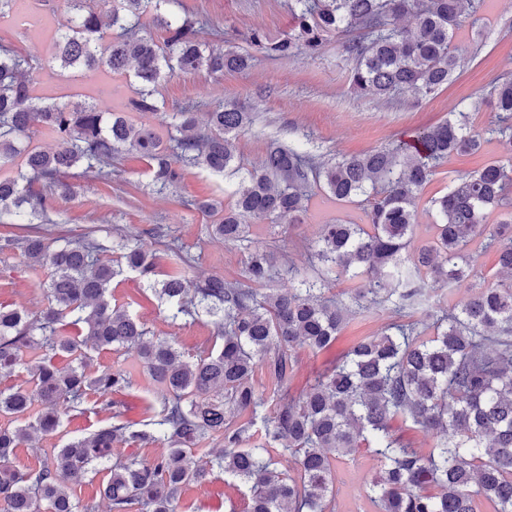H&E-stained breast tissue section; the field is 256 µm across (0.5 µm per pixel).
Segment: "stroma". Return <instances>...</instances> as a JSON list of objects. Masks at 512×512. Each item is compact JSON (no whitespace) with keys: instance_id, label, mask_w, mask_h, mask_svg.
I'll list each match as a JSON object with an SVG mask.
<instances>
[{"instance_id":"1","label":"stroma","mask_w":512,"mask_h":512,"mask_svg":"<svg viewBox=\"0 0 512 512\" xmlns=\"http://www.w3.org/2000/svg\"><path fill=\"white\" fill-rule=\"evenodd\" d=\"M60 0L38 5L29 4L26 17L19 23L0 22V42L10 43L21 54L45 59L54 52L53 30L62 19ZM476 11L468 16L458 35L467 50L468 61L456 79L436 96L414 101L396 99L386 103L361 98L350 84L352 63L336 40H328L312 58L293 61L272 60L257 56L253 66L243 73L214 76L204 72L178 73L162 83L155 100L166 115H173L185 103L195 104L206 112L228 101L253 108L256 119L251 129L237 142L244 166L259 163L270 141L289 145H306L323 161L339 154L365 152L398 142L447 117L449 112H463L468 127L480 135L483 148L473 155H456L439 167L425 190L426 199L446 192L453 180L483 164L512 159V152L498 141L491 130L497 114L482 98L497 82L512 78V0H476ZM177 15L207 20L224 33L228 46H244V35L261 26L280 35L290 26L288 0H178L173 8ZM31 81L39 95L58 101L93 100L99 110L120 112L126 99L106 96L102 87L111 78L98 69L79 70L75 75L60 71H34ZM69 194H62L42 183L32 186L33 193L46 200L49 222L48 237L83 233L101 241L118 242L132 236L145 250L163 254L164 268H172L167 257L170 246L180 247L188 265L189 276L204 279L221 276L239 278L248 245L224 244L210 236L213 217L190 208L192 200L228 199L236 181L198 168H189L181 183L159 188L151 179L148 164L139 156L125 153L113 162L107 178L74 172L66 178ZM425 201L417 207L415 243L426 242L434 214ZM365 223L362 206L327 200L316 192L309 203L304 223L297 225H252L251 244L274 251L301 274L312 275L310 248L321 225L334 220ZM474 277L447 287L446 305L461 307L476 286H488L499 275L495 252L472 253ZM48 279L47 269L28 266L22 250L0 252V303L38 314L43 304L42 286ZM113 302L124 305L145 327L157 336H175L186 352L196 355L211 350L214 328L208 316L171 319L166 304L151 291L138 285L135 274L126 272L115 278L110 287ZM393 316L391 310L372 308L349 321L336 344L318 353L306 349L296 353V374L292 393L328 367L354 339L377 333ZM95 368L123 366L132 370V385L115 395L114 405L93 394L89 410L64 419L58 434L36 438L17 448L11 459L13 468L36 470L46 464L55 448L69 438L87 434L115 421L143 426L142 408L156 402L157 393L142 368L136 367L135 353L89 349ZM377 462L366 449L341 460L336 466L337 512H371L366 504V485L375 476ZM245 488L231 477L214 474L210 481L192 484L182 491L179 512H245Z\"/></svg>"}]
</instances>
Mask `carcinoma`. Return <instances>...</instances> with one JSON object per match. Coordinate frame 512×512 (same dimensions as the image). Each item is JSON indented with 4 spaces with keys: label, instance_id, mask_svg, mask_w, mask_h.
I'll use <instances>...</instances> for the list:
<instances>
[{
    "label": "carcinoma",
    "instance_id": "carcinoma-1",
    "mask_svg": "<svg viewBox=\"0 0 512 512\" xmlns=\"http://www.w3.org/2000/svg\"><path fill=\"white\" fill-rule=\"evenodd\" d=\"M171 0H63L68 15L55 34V52L43 61L0 45V165L22 157L16 176L0 177V209L25 204L41 210L46 200L30 193L36 181L68 193L61 176L75 168L106 176L105 167L123 152L146 160L160 188L176 185L186 167L220 173L241 168L236 141L252 123L250 110L226 103L198 123L195 105L180 112L174 132L162 137L119 112H101L90 100L48 102L33 95L37 69L102 68L113 75L134 72L128 105L155 112V92L176 72L211 75L245 72L247 51L209 43L207 23L170 15ZM27 0H0V20L26 10ZM152 11L165 33L136 32ZM293 28L272 36L252 28L246 42L257 53L280 60L313 57L334 37L352 62L350 81L365 98H431L448 87L463 54L454 46L465 0H289ZM498 112L494 132L512 146V80L488 94ZM46 130L60 146L30 147ZM479 136L458 113L401 141L357 155L341 154L319 164L299 146L271 142L261 163L239 181L230 205L218 199L198 204L219 216L212 238L248 239V221L301 224L306 202L318 186L338 202L366 203L367 223L321 226L314 258L326 275L288 291L267 290L281 271L271 251L248 252L241 278L202 282L184 269L158 278L160 257L137 244H118L119 261L105 259L112 247L84 236L53 242L34 233L22 240L29 266L47 268L44 309L30 317L0 304V370L23 374L22 383L0 389V512H96L73 500L69 480L102 472L100 494L110 512H176L183 488L202 483L218 469L249 491L247 512H336V461L366 446L378 471L369 499L377 512H512V211L496 224L485 211L502 207L512 193V163L491 161L467 173L440 196L427 200L435 212L434 235L410 256L415 207L438 167L454 155L476 154ZM480 240L497 255L504 274L474 292L457 312L421 308L423 289L442 290L472 272L469 246ZM173 309V318L203 311L223 344L206 354L182 351L172 336H154L123 305L107 297L124 271ZM357 279L345 301L331 284ZM392 306L389 324L358 339L314 383L290 393L295 352L329 348L357 312ZM434 334L424 335L427 319ZM81 325L98 350L137 353L157 387L161 409L145 408L146 425L114 423L71 439L37 471L10 466L16 448L34 434L56 432L64 417L84 413L88 396L128 389L120 367L90 369L86 340L67 336ZM71 359L59 368L53 358ZM264 366L271 395L254 382ZM40 410L29 421L32 407ZM431 434L426 452L396 435L395 421ZM264 435V442L254 439ZM208 436L224 447L195 455ZM166 444L146 462L123 446ZM294 458V474L279 469L283 453Z\"/></svg>",
    "mask_w": 512,
    "mask_h": 512
}]
</instances>
